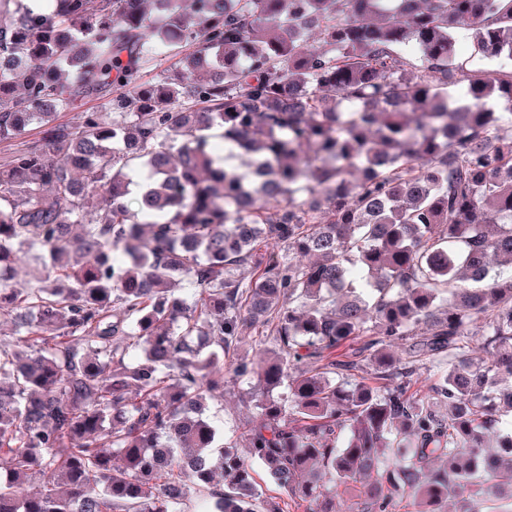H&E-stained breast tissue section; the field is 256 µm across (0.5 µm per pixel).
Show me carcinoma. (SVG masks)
<instances>
[{"instance_id": "obj_1", "label": "carcinoma", "mask_w": 512, "mask_h": 512, "mask_svg": "<svg viewBox=\"0 0 512 512\" xmlns=\"http://www.w3.org/2000/svg\"><path fill=\"white\" fill-rule=\"evenodd\" d=\"M49 2L0 0V140L42 134L0 170V268L37 270L0 277V512H337L365 476L351 512H512V69L472 68L512 0ZM228 373L248 458L205 414ZM110 106L106 99L87 98L78 101L71 110L63 112L60 115V121L71 125L82 121L84 112H109ZM241 337L239 358L245 362L271 357L277 350L273 336H257L254 330L245 329Z\"/></svg>"}]
</instances>
